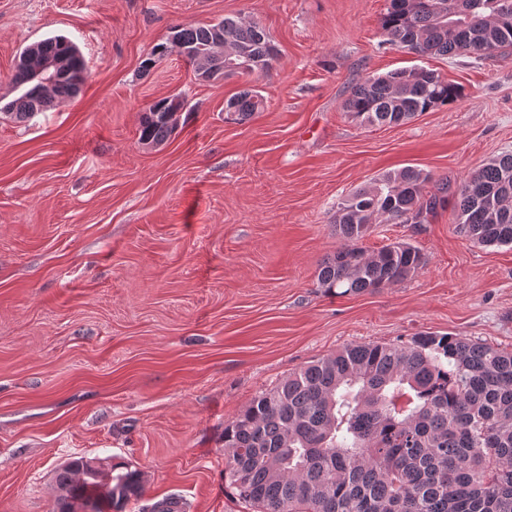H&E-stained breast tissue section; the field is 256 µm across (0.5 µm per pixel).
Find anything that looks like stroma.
Masks as SVG:
<instances>
[{
  "label": "stroma",
  "mask_w": 512,
  "mask_h": 512,
  "mask_svg": "<svg viewBox=\"0 0 512 512\" xmlns=\"http://www.w3.org/2000/svg\"><path fill=\"white\" fill-rule=\"evenodd\" d=\"M389 0H0V101L26 46L62 35L90 78L17 123L0 114V512H53L54 470L112 456L144 500L253 512L225 474L224 427L261 391L350 344L456 334L512 350V246L463 233L456 191L512 154V49L420 57L384 44ZM259 22L279 49L253 78L264 106L224 102L247 83L196 79L177 54L142 71L172 26ZM462 88L399 125L363 126L352 86L400 68ZM184 93L161 146L145 108ZM411 166L448 185L423 224L372 226L361 245L417 247L404 282L356 295L319 286L340 245L336 205Z\"/></svg>",
  "instance_id": "35a3bbf8"
}]
</instances>
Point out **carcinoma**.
Here are the masks:
<instances>
[{
    "instance_id": "cac0c4a2",
    "label": "carcinoma",
    "mask_w": 512,
    "mask_h": 512,
    "mask_svg": "<svg viewBox=\"0 0 512 512\" xmlns=\"http://www.w3.org/2000/svg\"><path fill=\"white\" fill-rule=\"evenodd\" d=\"M385 43L418 56L491 55L512 46V0H390ZM63 63L34 79L20 65V94L0 113L25 122L76 97L89 72L74 43L52 36L32 44ZM177 53L197 78L269 73L278 49L257 22L175 25L152 58ZM460 87L424 67L372 75L344 108L362 124H399L458 98ZM246 88L225 109L240 121L261 110ZM175 96L143 114L139 140L166 143L178 120ZM431 176L388 171L339 202L341 240L317 278L330 295L376 292L425 265L417 247L394 242L369 253L358 242L372 225L422 224L445 183L426 197ZM458 220L481 246L512 245V154L471 173L456 192ZM225 476L255 512H512V352L453 334L405 342L347 345L289 374L224 426ZM56 512H126L144 495L142 473L112 458H72L55 471ZM141 512H184L167 497Z\"/></svg>"
}]
</instances>
